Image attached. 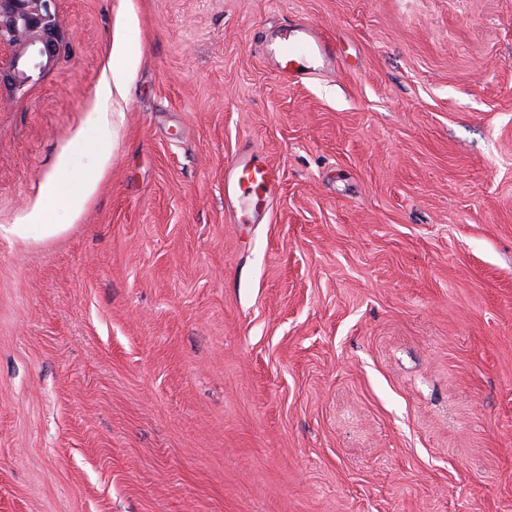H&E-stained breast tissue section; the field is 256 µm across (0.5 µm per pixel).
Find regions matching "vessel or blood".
Here are the masks:
<instances>
[{"label":"vessel or blood","mask_w":512,"mask_h":512,"mask_svg":"<svg viewBox=\"0 0 512 512\" xmlns=\"http://www.w3.org/2000/svg\"><path fill=\"white\" fill-rule=\"evenodd\" d=\"M267 43L274 55L275 73L284 81H294L320 73L337 64L336 52L320 30L307 22L271 30ZM278 184L276 169L252 154H243L225 169L224 186L229 198L246 201L239 223L257 221Z\"/></svg>","instance_id":"b4317fda"}]
</instances>
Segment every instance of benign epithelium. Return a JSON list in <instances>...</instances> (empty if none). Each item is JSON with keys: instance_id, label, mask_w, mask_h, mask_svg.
Returning a JSON list of instances; mask_svg holds the SVG:
<instances>
[{"instance_id": "benign-epithelium-1", "label": "benign epithelium", "mask_w": 512, "mask_h": 512, "mask_svg": "<svg viewBox=\"0 0 512 512\" xmlns=\"http://www.w3.org/2000/svg\"><path fill=\"white\" fill-rule=\"evenodd\" d=\"M57 0H0V86L19 90L31 72L49 67L74 36Z\"/></svg>"}]
</instances>
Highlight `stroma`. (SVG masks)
<instances>
[{
    "instance_id": "35a3bbf8",
    "label": "stroma",
    "mask_w": 512,
    "mask_h": 512,
    "mask_svg": "<svg viewBox=\"0 0 512 512\" xmlns=\"http://www.w3.org/2000/svg\"><path fill=\"white\" fill-rule=\"evenodd\" d=\"M57 11L0 104V512H512V0ZM298 21L340 65L287 83ZM278 184L276 169L253 154H242L225 169L224 186L231 201L240 194L247 203L239 212L241 224L256 222ZM88 177L73 170L71 163H61L51 180L49 196L54 202H78L87 189Z\"/></svg>"
}]
</instances>
